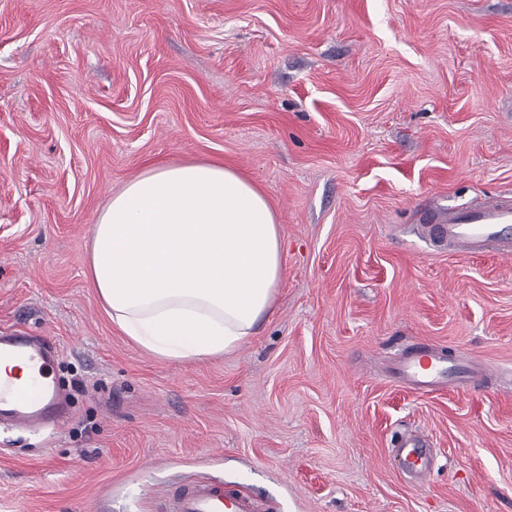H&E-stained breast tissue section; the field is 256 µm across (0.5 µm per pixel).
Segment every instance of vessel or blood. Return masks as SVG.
<instances>
[{"label": "vessel or blood", "mask_w": 512, "mask_h": 512, "mask_svg": "<svg viewBox=\"0 0 512 512\" xmlns=\"http://www.w3.org/2000/svg\"><path fill=\"white\" fill-rule=\"evenodd\" d=\"M431 235L468 253L487 250L512 256V198L479 208H460L445 215H430ZM56 349L48 341L37 340L18 329L0 331V359L29 363L39 375L36 390L0 379V415L18 425L58 424L68 416L64 394L50 378ZM396 373L415 388L457 387L482 379L480 368L453 363L430 350L400 357ZM407 473L426 480L430 471V450L424 441L409 436L398 450ZM170 512H250L243 494L226 492L223 483L207 482L177 487L169 502Z\"/></svg>", "instance_id": "vessel-or-blood-1"}]
</instances>
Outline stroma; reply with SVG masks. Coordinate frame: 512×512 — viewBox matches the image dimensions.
Instances as JSON below:
<instances>
[{
  "label": "stroma",
  "mask_w": 512,
  "mask_h": 512,
  "mask_svg": "<svg viewBox=\"0 0 512 512\" xmlns=\"http://www.w3.org/2000/svg\"><path fill=\"white\" fill-rule=\"evenodd\" d=\"M215 161L277 212L285 278L239 349L168 363L86 274L145 169ZM512 196V0H0V328L50 337L70 411L0 424V512H512V257L419 221ZM429 347L465 390L393 373ZM428 437L416 483L394 451ZM226 507H233L226 511ZM170 512H250L244 494L226 493L223 483L207 482L177 487L169 502Z\"/></svg>",
  "instance_id": "1"
}]
</instances>
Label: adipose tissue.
Here are the masks:
<instances>
[{
  "mask_svg": "<svg viewBox=\"0 0 512 512\" xmlns=\"http://www.w3.org/2000/svg\"><path fill=\"white\" fill-rule=\"evenodd\" d=\"M284 276L264 191L217 162L144 171L91 229L88 277L107 315L166 362H202L247 342Z\"/></svg>",
  "mask_w": 512,
  "mask_h": 512,
  "instance_id": "ef3b65f1",
  "label": "adipose tissue"
}]
</instances>
